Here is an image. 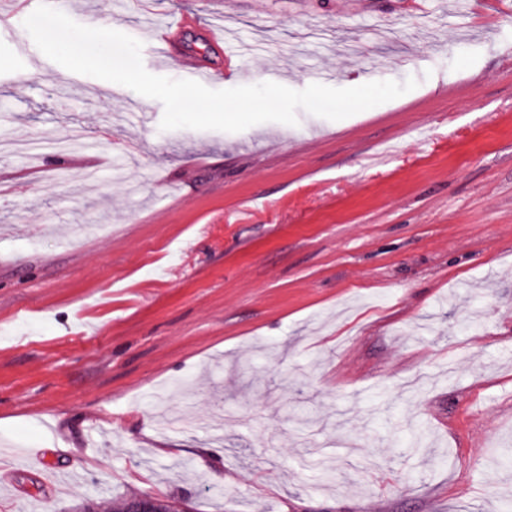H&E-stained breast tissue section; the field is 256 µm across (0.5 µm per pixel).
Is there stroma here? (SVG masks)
<instances>
[{
  "label": "stroma",
  "mask_w": 512,
  "mask_h": 512,
  "mask_svg": "<svg viewBox=\"0 0 512 512\" xmlns=\"http://www.w3.org/2000/svg\"><path fill=\"white\" fill-rule=\"evenodd\" d=\"M48 2L133 37L197 14L174 54L143 47L156 75L230 57L242 85H418L339 121L164 131L24 14L0 28V141L27 146L0 172L35 177L0 197V512L512 500V0ZM104 128L138 150L83 177L65 145ZM135 496L136 494H131L120 499L88 504L85 512H156L157 501L159 509L162 510L161 512H179L177 505L173 503L161 500L156 501V499L148 494H143L133 499Z\"/></svg>",
  "instance_id": "1"
}]
</instances>
